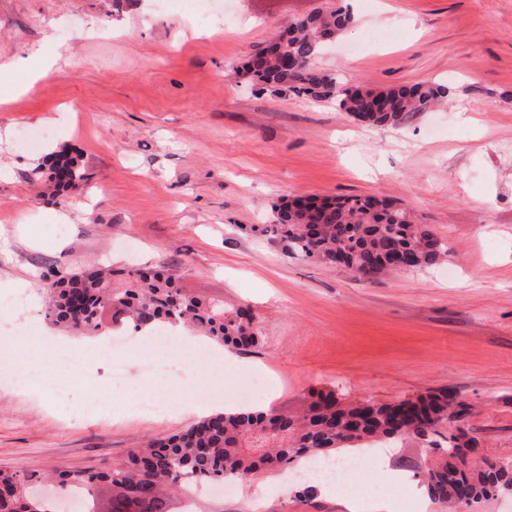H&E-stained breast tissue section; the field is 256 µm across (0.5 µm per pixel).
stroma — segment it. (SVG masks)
I'll use <instances>...</instances> for the list:
<instances>
[{"label":"stroma","mask_w":512,"mask_h":512,"mask_svg":"<svg viewBox=\"0 0 512 512\" xmlns=\"http://www.w3.org/2000/svg\"><path fill=\"white\" fill-rule=\"evenodd\" d=\"M348 5L351 28L317 61L348 84L384 89L447 83L440 110L396 127L366 126L332 102L253 87L233 70L295 17ZM230 21L202 24L161 0H0V327L39 323L52 348L22 343L0 377V470L90 471L150 436L198 421L191 394L214 373L180 354L155 417L132 406L152 383L139 359L113 388L108 337L54 325L41 275L93 264L170 265L184 291L250 307L275 413L297 414L321 391L341 405L392 403L442 388L471 404L482 456L512 460V0H226ZM64 60L39 78L19 59L52 45ZM469 106L464 122L460 106ZM28 130V144L17 138ZM79 154L87 180L53 195L32 171ZM397 201L448 245L443 264L368 280L291 255L260 235L276 204L299 196ZM91 383L42 382L76 347ZM97 401L107 420L72 416ZM417 475L440 453L409 437L384 448ZM294 462L259 470L197 512H353L351 500L297 479Z\"/></svg>","instance_id":"obj_1"}]
</instances>
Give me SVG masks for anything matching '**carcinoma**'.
<instances>
[{
	"mask_svg": "<svg viewBox=\"0 0 512 512\" xmlns=\"http://www.w3.org/2000/svg\"><path fill=\"white\" fill-rule=\"evenodd\" d=\"M347 7L317 11L294 19L274 35L235 73L272 92L288 90L315 101L334 99L341 111L371 126L398 125L417 113L445 103L449 88L419 82L382 90L340 81L335 73L316 66L326 45L353 23ZM48 181L54 194L79 188L86 179L80 158L62 151L51 158ZM273 232L288 249L308 259L345 266L369 279L396 271L400 254L411 269L431 267L448 257V245L427 224L396 203L377 197L295 198L277 207ZM266 227L252 231L265 233ZM53 321L81 333L112 323H130L140 332L169 322L192 323L221 346L247 349L261 341L254 317L243 307L188 295L175 274L138 268L126 273L91 266L74 273L43 276L40 282ZM470 412L463 401L453 402L440 389L414 400L393 404L360 402L341 407L334 394H321L298 415L261 411L215 412L188 428L151 438L142 448L129 449L121 461L97 471L61 472L64 491L46 500L31 486L36 472L0 471V512H63L74 489L84 490L80 512H173L170 498L183 485L181 475L202 480L242 481L259 469H278L297 459L307 460L341 448H365L380 440L409 436L429 440L448 425L447 454L428 465L424 484L429 496L448 512H461L499 494H512V460L477 458L469 466L458 462L470 456L478 442L456 408ZM112 490V508H96L94 491Z\"/></svg>",
	"mask_w": 512,
	"mask_h": 512,
	"instance_id": "1",
	"label": "carcinoma"
}]
</instances>
